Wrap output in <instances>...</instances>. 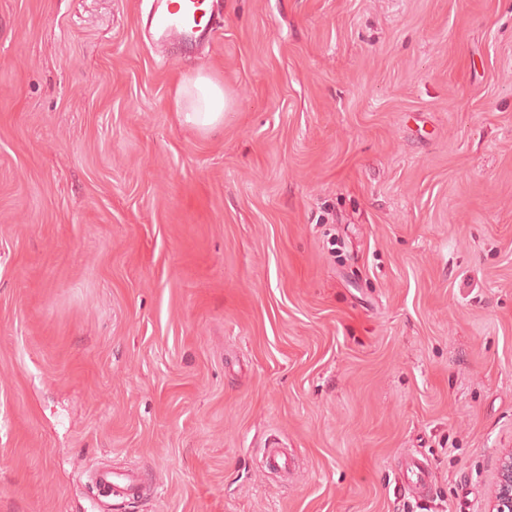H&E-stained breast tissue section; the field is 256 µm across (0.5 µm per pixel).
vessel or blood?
Wrapping results in <instances>:
<instances>
[{"label":"vessel or blood","instance_id":"vessel-or-blood-1","mask_svg":"<svg viewBox=\"0 0 512 512\" xmlns=\"http://www.w3.org/2000/svg\"><path fill=\"white\" fill-rule=\"evenodd\" d=\"M215 0H152L149 15V32L158 40L176 45H193L212 42L211 26ZM405 490L425 497L431 492V467L427 459L408 456L401 470ZM95 486L113 491L115 496L142 498L153 494L149 484L138 469H114L101 466L91 475Z\"/></svg>","mask_w":512,"mask_h":512}]
</instances>
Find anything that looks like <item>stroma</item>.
Segmentation results:
<instances>
[{"mask_svg": "<svg viewBox=\"0 0 512 512\" xmlns=\"http://www.w3.org/2000/svg\"><path fill=\"white\" fill-rule=\"evenodd\" d=\"M150 3L0 0V512H489L512 0H223L198 53ZM227 104L224 88L206 76L180 85L175 97L177 112H184L187 122L201 127L220 122ZM404 489L418 497L431 493V467L426 458L408 456L401 470ZM91 478L98 489L110 490L108 497L143 498L153 495L156 484H149L138 469H112L101 466L92 472Z\"/></svg>", "mask_w": 512, "mask_h": 512, "instance_id": "35a3bbf8", "label": "stroma"}]
</instances>
